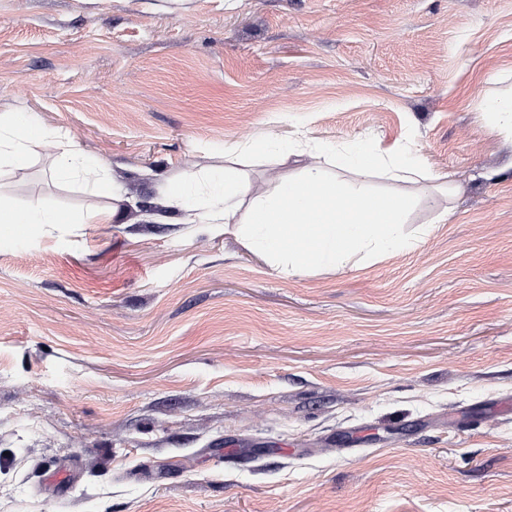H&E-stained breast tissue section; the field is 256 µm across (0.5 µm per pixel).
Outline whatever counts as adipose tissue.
<instances>
[{"instance_id":"obj_1","label":"adipose tissue","mask_w":512,"mask_h":512,"mask_svg":"<svg viewBox=\"0 0 512 512\" xmlns=\"http://www.w3.org/2000/svg\"><path fill=\"white\" fill-rule=\"evenodd\" d=\"M47 141L60 150L57 177L84 180L94 194L120 199V187L102 158L88 156L77 144L59 138L29 112L0 117V169L27 168L35 146ZM329 151L361 176L374 174L392 182L420 176L417 166L393 154L343 143L330 150L301 141L293 150L297 176L279 180L269 194L247 197L242 177L230 167L168 180L160 190L170 207L183 214L185 223L216 229L236 225L250 246L277 259L291 275L313 268L339 271L356 259L383 257L410 247L402 231L410 199L370 194L359 184L328 175L322 159ZM68 221V216L54 209L38 204L21 208L0 198L1 224H21L33 231Z\"/></svg>"}]
</instances>
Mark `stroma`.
<instances>
[{"label": "stroma", "mask_w": 512, "mask_h": 512, "mask_svg": "<svg viewBox=\"0 0 512 512\" xmlns=\"http://www.w3.org/2000/svg\"><path fill=\"white\" fill-rule=\"evenodd\" d=\"M510 93L512 0H0V113L124 196L80 224L112 200L54 147L0 172L75 218L0 228V512H512V138L476 110ZM301 134L441 176L366 184L418 244L291 276L159 191L242 142L271 192ZM0 117V169L19 171L27 168L33 157L34 147L51 141L60 149L55 169L62 179H82L91 185L96 195L121 200L119 185L109 175L106 162L100 157H90L69 140L60 139L55 132L45 129L29 112H12Z\"/></svg>", "instance_id": "35a3bbf8"}]
</instances>
